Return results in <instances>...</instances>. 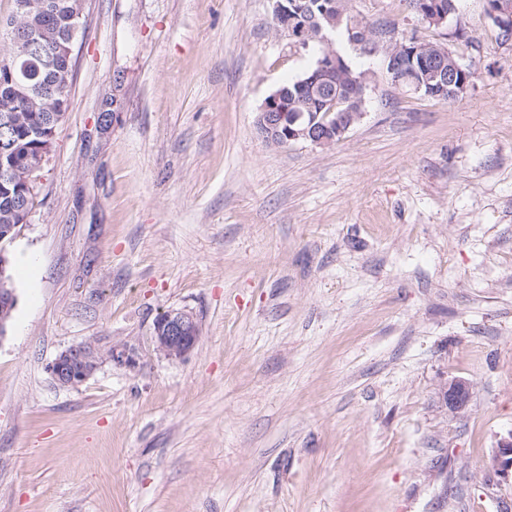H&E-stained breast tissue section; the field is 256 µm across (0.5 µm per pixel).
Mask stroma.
I'll return each instance as SVG.
<instances>
[{
	"mask_svg": "<svg viewBox=\"0 0 512 512\" xmlns=\"http://www.w3.org/2000/svg\"><path fill=\"white\" fill-rule=\"evenodd\" d=\"M348 5L448 47L462 97L405 91L383 46L348 44L362 117L274 146L259 109L314 56L268 0H85L10 246L31 268L0 339V512H512L487 469L512 431V39L487 0L444 27ZM172 309L200 328L181 359L152 339ZM86 343L135 362L56 383ZM471 385L463 379H454L445 387L442 395L443 403L451 412H464L470 402Z\"/></svg>",
	"mask_w": 512,
	"mask_h": 512,
	"instance_id": "1",
	"label": "stroma"
}]
</instances>
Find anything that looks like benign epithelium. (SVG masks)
<instances>
[{
  "label": "benign epithelium",
  "instance_id": "benign-epithelium-1",
  "mask_svg": "<svg viewBox=\"0 0 512 512\" xmlns=\"http://www.w3.org/2000/svg\"><path fill=\"white\" fill-rule=\"evenodd\" d=\"M271 12L277 23V30L288 34L297 46H308L316 41L325 46L317 71L334 73L350 71L343 57L334 49L328 33L343 22L348 13L344 0H325L320 13L309 11L298 0H269ZM414 7L421 20L433 26L448 24V10L430 7L424 0H416ZM489 15L496 19L504 30L512 28V3L508 0H487ZM77 26H72L70 35L63 38L54 52L44 57L48 68L56 57L73 54ZM449 51L445 46L430 47L418 40L390 39L386 55V68L396 80H410L412 91L419 93L423 88H435L448 92V97L458 98L468 82L448 78ZM24 71L14 63L0 67V84L12 86L15 91L23 90L21 75ZM304 99L290 98L281 90L272 92L264 101L258 116V129L265 140L273 145L283 146L293 142H309L320 147L336 143L362 116L360 112H340L336 125L319 126L307 120L302 107ZM16 158L12 152L0 154V190L11 192L9 174ZM200 330L195 316L185 310H169L160 315L153 324V338L157 350L168 358H182L189 354L199 340ZM99 355L92 345L70 347L61 352L49 366L52 377L61 385L76 386L88 379L97 368ZM471 385L463 379H454L445 387L443 403L450 411L461 413L469 405ZM489 467L497 474L512 478V432L501 440L492 456Z\"/></svg>",
  "mask_w": 512,
  "mask_h": 512
}]
</instances>
